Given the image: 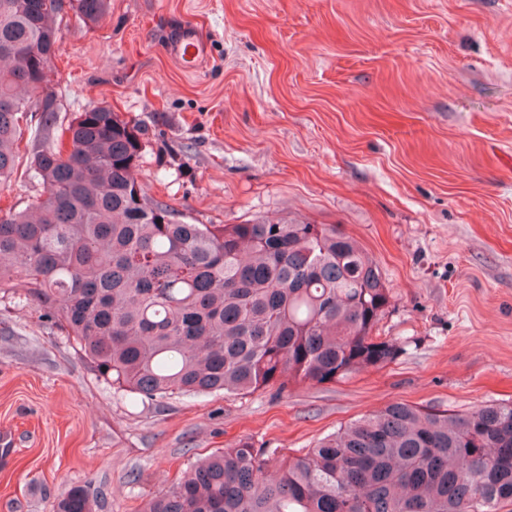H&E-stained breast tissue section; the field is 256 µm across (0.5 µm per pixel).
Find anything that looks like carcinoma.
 <instances>
[{
  "label": "carcinoma",
  "instance_id": "1",
  "mask_svg": "<svg viewBox=\"0 0 512 512\" xmlns=\"http://www.w3.org/2000/svg\"><path fill=\"white\" fill-rule=\"evenodd\" d=\"M0 0V184L33 82L51 86L56 0ZM93 26L108 0H72ZM44 194L0 215V283L23 279L91 368L143 401L329 384L401 352L374 335L377 264L331 224H188L132 177L138 124L104 109L41 115ZM273 466L248 441L192 465L144 512H512V403L466 413L393 402ZM53 512H92L83 486Z\"/></svg>",
  "mask_w": 512,
  "mask_h": 512
}]
</instances>
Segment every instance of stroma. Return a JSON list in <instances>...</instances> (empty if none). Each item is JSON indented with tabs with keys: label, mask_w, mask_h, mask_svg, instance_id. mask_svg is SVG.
I'll return each instance as SVG.
<instances>
[{
	"label": "stroma",
	"mask_w": 512,
	"mask_h": 512,
	"mask_svg": "<svg viewBox=\"0 0 512 512\" xmlns=\"http://www.w3.org/2000/svg\"><path fill=\"white\" fill-rule=\"evenodd\" d=\"M58 21L59 117L134 120V174L191 224H333L391 300L380 370L250 395L114 391L27 293L0 286V512H141L196 457L248 441L297 455L392 402H512V0H110ZM187 28L206 43L185 71ZM72 9L84 23L93 26L98 23L108 9L107 0H72ZM172 52L185 69L192 70L206 55V45L195 34L186 31L175 41ZM53 512H92V503L83 486H72L53 505Z\"/></svg>",
	"instance_id": "35a3bbf8"
}]
</instances>
